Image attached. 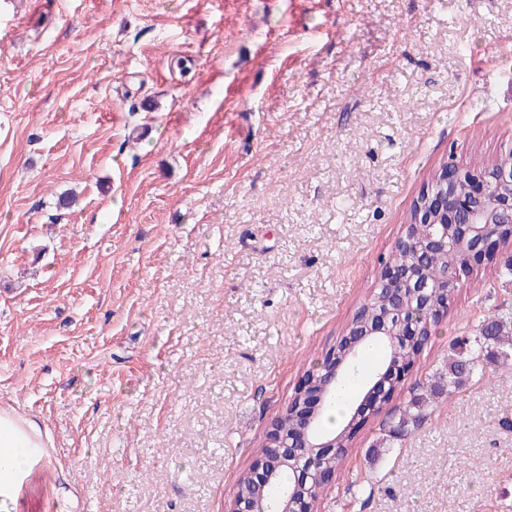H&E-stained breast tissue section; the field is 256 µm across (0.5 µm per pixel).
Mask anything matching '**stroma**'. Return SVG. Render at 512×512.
<instances>
[{"label": "stroma", "mask_w": 512, "mask_h": 512, "mask_svg": "<svg viewBox=\"0 0 512 512\" xmlns=\"http://www.w3.org/2000/svg\"><path fill=\"white\" fill-rule=\"evenodd\" d=\"M511 151L512 0H0V408L49 438L10 512H230L435 174ZM511 256L313 512H512V382L389 436Z\"/></svg>", "instance_id": "1"}]
</instances>
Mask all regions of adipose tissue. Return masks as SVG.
I'll return each mask as SVG.
<instances>
[{
    "label": "adipose tissue",
    "instance_id": "1",
    "mask_svg": "<svg viewBox=\"0 0 512 512\" xmlns=\"http://www.w3.org/2000/svg\"><path fill=\"white\" fill-rule=\"evenodd\" d=\"M48 442L34 421L0 409V512H8L33 459Z\"/></svg>",
    "mask_w": 512,
    "mask_h": 512
}]
</instances>
